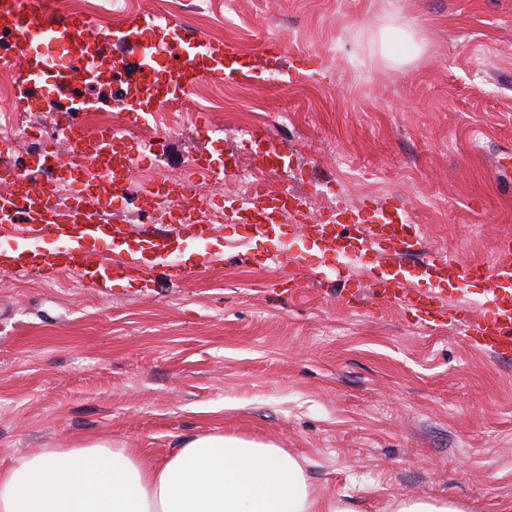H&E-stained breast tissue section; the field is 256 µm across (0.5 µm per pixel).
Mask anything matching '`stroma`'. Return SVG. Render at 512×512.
<instances>
[{"label":"stroma","instance_id":"obj_1","mask_svg":"<svg viewBox=\"0 0 512 512\" xmlns=\"http://www.w3.org/2000/svg\"><path fill=\"white\" fill-rule=\"evenodd\" d=\"M147 9L229 44L235 80L177 127L149 126L154 163L253 162L251 126L292 165L352 198H405L428 248L487 262L512 235V0H212L207 19L161 0H114L119 28ZM412 25L420 57L390 61L379 26ZM275 235L216 224L208 277L156 269L143 290L88 288L66 272L0 274V469L44 448L111 439L154 460L204 431L276 443L352 512L405 495L512 512V357L425 329L333 275L297 293L263 266Z\"/></svg>","mask_w":512,"mask_h":512}]
</instances>
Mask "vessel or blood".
<instances>
[{
  "mask_svg": "<svg viewBox=\"0 0 512 512\" xmlns=\"http://www.w3.org/2000/svg\"><path fill=\"white\" fill-rule=\"evenodd\" d=\"M132 27L143 33L137 41L142 59L151 56L153 16L149 11L137 13ZM12 36L7 53L0 55V72L9 74L22 107L37 102L39 77L48 74L50 94L58 100L69 98L75 68L95 62L101 74L125 72V55L129 52L126 37L109 25H102L67 11L63 0H0V31ZM172 51L165 74L148 79L146 72L127 75L135 92L126 102L129 120L136 125L151 117L157 103L172 90L189 94L204 79L227 81L236 72L228 67L233 51L225 44L215 45L200 39L195 30L176 25ZM42 37L48 48L60 50L61 65L50 66L45 53L34 51L33 36ZM250 146L259 159L283 165L284 176L291 168L284 162V146L256 131ZM53 155L43 149L33 159L26 175H17L8 164L0 165V179L11 183L9 193L0 195V235L14 242V257L0 260V273L22 280L28 265L40 261L52 271L73 272L86 286H102L116 278L140 279L164 266L169 276L184 281L200 279L212 263L205 247L211 230L206 218L182 205L181 185L166 186V194L175 205L169 215L173 224L197 227L199 243L192 259L174 255L166 234L137 231L120 216V189L116 179L125 177L134 166L131 151L116 148L111 133L97 140L94 165L100 177L76 180L75 197H94L98 210L87 212L74 207L68 221L56 216L55 186L45 180V164ZM309 196L285 190L283 198L272 199L262 210L251 209L233 198H225L224 210L230 223L251 225L258 233L287 229L289 236L300 237L310 244L309 250L283 248L271 260L274 268L304 273L308 284L327 278L330 267L312 266L308 251L320 258L335 257L348 281L355 286L373 289L378 298L393 302L414 313L422 327L454 324L468 341L497 355L512 354V238L499 240L490 263L463 264L447 252L426 250L422 228L403 198L390 196L379 201L363 200L354 207H340L334 216L321 220L309 217ZM112 239L113 248H125V261L108 266L92 243L100 236ZM473 282L484 288L481 303L464 307L448 303V291Z\"/></svg>",
  "mask_w": 512,
  "mask_h": 512,
  "instance_id": "b4317fda",
  "label": "vessel or blood"
}]
</instances>
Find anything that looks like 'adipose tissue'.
Here are the masks:
<instances>
[{
    "instance_id": "adipose-tissue-1",
    "label": "adipose tissue",
    "mask_w": 512,
    "mask_h": 512,
    "mask_svg": "<svg viewBox=\"0 0 512 512\" xmlns=\"http://www.w3.org/2000/svg\"><path fill=\"white\" fill-rule=\"evenodd\" d=\"M0 512H349L274 443L200 432L162 461L111 440L0 470Z\"/></svg>"
}]
</instances>
